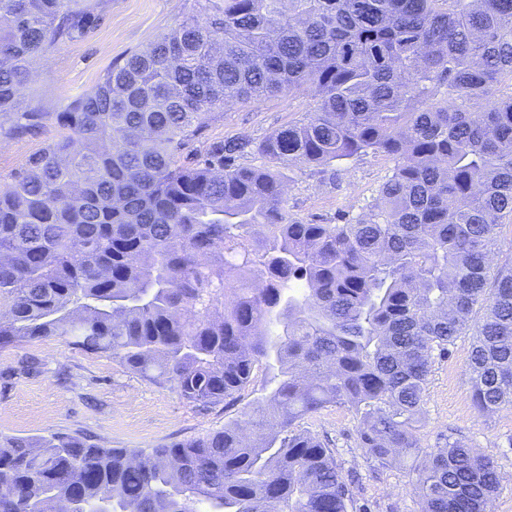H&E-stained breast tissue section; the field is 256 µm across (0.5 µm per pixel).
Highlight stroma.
Segmentation results:
<instances>
[{
  "mask_svg": "<svg viewBox=\"0 0 512 512\" xmlns=\"http://www.w3.org/2000/svg\"><path fill=\"white\" fill-rule=\"evenodd\" d=\"M100 19L82 38L50 47L32 66L23 90L27 103L55 112L91 90L112 65L144 49L162 33L198 15V0H83ZM311 96L283 95L243 101L214 111L190 149L188 163L216 141L258 142L275 129L312 111ZM57 133L45 123L34 136H0V183H10L28 158ZM394 160L370 153L328 167L295 164L288 176L285 210L307 224H336L366 212ZM473 338L456 339L448 356L436 361L426 390L420 428L423 447L441 435L458 438L489 456L503 480L487 512H512V407L480 414L472 401L469 356ZM236 409L200 408L175 390L143 380L106 355L87 354L60 338L0 348V435H83L106 448H152L223 429ZM356 419L345 408L329 407L300 421V429L327 437L342 471H357L355 492L369 512H418V497L407 470L374 467L354 443Z\"/></svg>",
  "mask_w": 512,
  "mask_h": 512,
  "instance_id": "35a3bbf8",
  "label": "stroma"
}]
</instances>
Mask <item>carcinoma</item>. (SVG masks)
I'll return each mask as SVG.
<instances>
[{
  "label": "carcinoma",
  "instance_id": "obj_1",
  "mask_svg": "<svg viewBox=\"0 0 512 512\" xmlns=\"http://www.w3.org/2000/svg\"><path fill=\"white\" fill-rule=\"evenodd\" d=\"M208 16L113 65L60 112L21 106L31 62L85 34L76 0H0V135H58L0 185V346L63 338L224 429L156 448L0 435V512H348L329 443L296 422L356 420L379 467L408 464L419 512H487L488 457L418 435L436 360L473 331L472 399L512 407V0H205ZM307 93L314 111L258 143L178 152L211 110ZM252 150L328 167L395 160L369 212L288 217L284 177ZM479 320H474L477 312Z\"/></svg>",
  "mask_w": 512,
  "mask_h": 512
}]
</instances>
